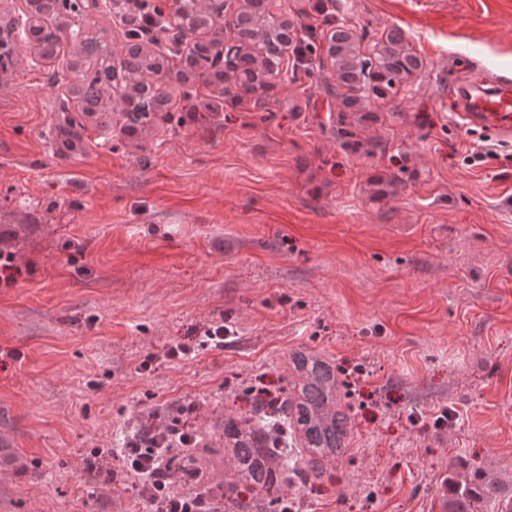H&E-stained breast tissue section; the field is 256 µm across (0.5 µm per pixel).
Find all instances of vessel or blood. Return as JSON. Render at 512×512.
<instances>
[{
	"mask_svg": "<svg viewBox=\"0 0 512 512\" xmlns=\"http://www.w3.org/2000/svg\"><path fill=\"white\" fill-rule=\"evenodd\" d=\"M457 117L464 124L490 127L512 134V83L497 81L490 86L462 85L458 88Z\"/></svg>",
	"mask_w": 512,
	"mask_h": 512,
	"instance_id": "vessel-or-blood-1",
	"label": "vessel or blood"
}]
</instances>
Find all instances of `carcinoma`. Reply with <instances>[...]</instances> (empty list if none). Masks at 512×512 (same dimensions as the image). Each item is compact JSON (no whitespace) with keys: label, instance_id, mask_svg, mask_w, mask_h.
Returning <instances> with one entry per match:
<instances>
[{"label":"carcinoma","instance_id":"obj_1","mask_svg":"<svg viewBox=\"0 0 512 512\" xmlns=\"http://www.w3.org/2000/svg\"><path fill=\"white\" fill-rule=\"evenodd\" d=\"M47 9L52 12V23L36 27L35 32L43 51L51 54L61 43L79 38L80 29L72 20L79 4L76 0H55ZM289 28L288 21L259 4L235 17L233 29L237 40L245 44L259 42L265 49L259 66L251 55L243 56L241 89L247 92L263 77L279 70L284 43H293ZM328 41L337 80L345 90L343 98L349 107L361 109L371 105L374 97L386 98L397 82L423 67L421 58L408 47L399 28L390 30L382 44H374V53L370 55L361 53L355 33L342 23H336ZM82 43L89 53L97 46L100 51L88 60L77 95L83 111L103 112L102 93L112 86V61L99 40L86 37ZM125 62L129 79L139 83L140 116L170 112L177 98L189 96L179 86L181 73L165 70L164 61L140 44L130 45ZM147 73L159 78L162 90L155 92L142 84ZM290 361L292 378L286 380L287 387L278 406L279 420L287 430L288 455L276 452L270 431L272 419L260 408L235 421L236 428L227 434L225 446L230 448L234 479L224 481L221 496L238 504V512H288L294 508L288 498L292 480L298 475L320 477L318 457L344 449L352 411L344 380L337 376L331 363L317 355L295 352ZM480 502L490 503L486 512H512V495L497 497L496 488L481 473L474 472L465 484L448 480L444 512H479Z\"/></svg>","mask_w":512,"mask_h":512}]
</instances>
